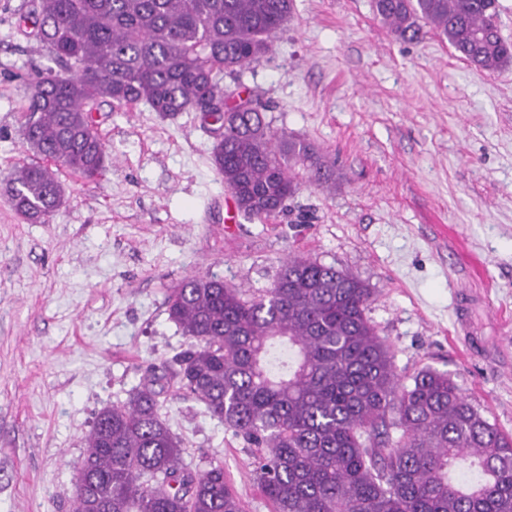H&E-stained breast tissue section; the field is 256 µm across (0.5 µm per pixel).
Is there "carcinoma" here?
I'll return each instance as SVG.
<instances>
[{
  "mask_svg": "<svg viewBox=\"0 0 512 512\" xmlns=\"http://www.w3.org/2000/svg\"><path fill=\"white\" fill-rule=\"evenodd\" d=\"M374 9L398 40L424 23L477 68L512 65L496 0H374ZM292 11L293 0H31L20 21L61 71L28 82L23 140L36 159L6 182L14 209L44 223L61 206L51 161L102 173L89 115L102 102L222 123L214 167L238 210L261 223L284 212L298 173L330 183L310 143L224 92V74L270 53ZM370 297L355 276L302 255L258 295L188 277L167 296L170 321L192 339L170 378L254 449L273 512H512V434L447 373L400 376L366 318ZM163 379L99 411L72 512H242L224 465L185 462L160 414Z\"/></svg>",
  "mask_w": 512,
  "mask_h": 512,
  "instance_id": "1",
  "label": "carcinoma"
}]
</instances>
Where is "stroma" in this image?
<instances>
[{
  "label": "stroma",
  "mask_w": 512,
  "mask_h": 512,
  "mask_svg": "<svg viewBox=\"0 0 512 512\" xmlns=\"http://www.w3.org/2000/svg\"><path fill=\"white\" fill-rule=\"evenodd\" d=\"M294 6L271 53L224 78L336 172L276 222L228 219L209 127L143 103L94 107L109 166L93 183L59 168L65 201L48 222L28 223L0 188V512H70L98 411L188 345L168 288L214 275L256 293L291 253L370 288L398 373H448L512 432V66L477 69L427 28L395 40L372 0ZM27 8L0 0V180L30 158L27 81L57 66L19 28ZM160 400L186 460L223 462L243 512H273L240 439L176 384Z\"/></svg>",
  "instance_id": "1"
}]
</instances>
